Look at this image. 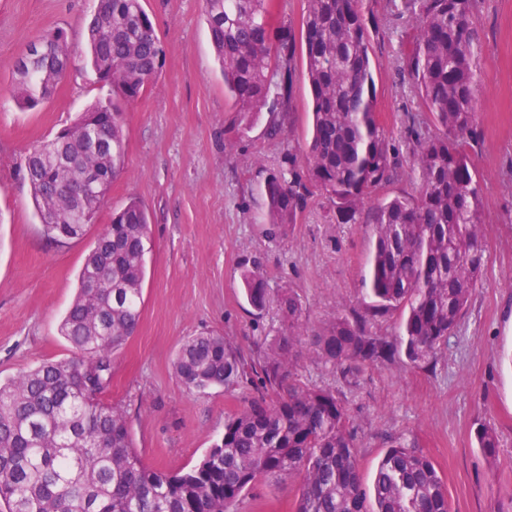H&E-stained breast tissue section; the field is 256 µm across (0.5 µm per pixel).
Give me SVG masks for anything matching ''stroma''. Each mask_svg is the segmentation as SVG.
Wrapping results in <instances>:
<instances>
[{
  "label": "stroma",
  "mask_w": 512,
  "mask_h": 512,
  "mask_svg": "<svg viewBox=\"0 0 512 512\" xmlns=\"http://www.w3.org/2000/svg\"><path fill=\"white\" fill-rule=\"evenodd\" d=\"M166 48L163 66L141 97L124 105L126 158L89 237L57 246L47 239L23 170L26 150L54 138L84 110L112 96L81 56L97 0H0V379L46 360L69 357L58 331L78 285L90 237L130 198L145 206L153 237L139 327L112 356L105 400L122 406L132 443L150 467L174 474L194 465L224 434L226 416L254 396L253 384L187 391L173 359L188 338L223 334L243 355L281 332L276 305L256 311L242 273L258 270L269 296L294 291L303 307L296 380L335 389L351 415L359 467L371 476L388 437H416L448 487L451 512H512V0H474L479 22L473 158L488 245L483 283L433 368L407 361L363 369L345 383L320 361L311 340L337 314L362 308L374 245L369 224L337 223L313 198L296 223L268 235L265 185L288 167L289 145H302L311 97L296 73L289 127L271 134L268 111L246 120L224 94L203 0H142ZM372 21L375 95L399 160L386 195L415 193L408 118L428 122L402 69L412 32L390 0H360ZM68 35L74 66L35 109L16 100L14 65L46 30ZM492 428L495 455L477 432ZM300 482L260 483L234 512H291Z\"/></svg>",
  "instance_id": "1"
}]
</instances>
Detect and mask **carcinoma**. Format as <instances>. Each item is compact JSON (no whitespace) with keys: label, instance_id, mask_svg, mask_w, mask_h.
Here are the masks:
<instances>
[{"label":"carcinoma","instance_id":"carcinoma-1","mask_svg":"<svg viewBox=\"0 0 512 512\" xmlns=\"http://www.w3.org/2000/svg\"><path fill=\"white\" fill-rule=\"evenodd\" d=\"M414 28L403 59L433 128L410 126L416 194L365 201L389 184L397 162L376 110L366 18L358 0H306L301 54L311 95V134L288 146V173L265 193L271 227L294 224L308 199L322 196L338 224L374 225L363 310L336 316L312 345L349 380L366 366L400 356L434 366L483 278L487 245L475 118L479 30L473 0H391ZM278 0H204L208 29L233 108L259 112L269 96L289 111L296 44L275 29ZM89 63L131 102L162 68L165 48L141 0H98L87 27ZM65 33L49 30L15 63L19 104L33 109L67 73ZM302 151L305 167L293 163ZM122 110L94 104L57 137L32 145L27 179L45 235L60 244L87 235L112 180L123 168ZM149 216L132 198L94 238L77 294L60 323L69 358L45 361L0 381V502L7 512H231L260 482L301 480L294 512H450L448 489L415 440L394 437L370 483L364 482L350 417L336 391L293 376L302 305L276 299L285 331L245 357L221 334L188 339L174 361L186 390L232 388L257 379V396L227 417L224 436L188 470L147 467L132 445L123 408L101 398L112 354L137 330L147 260ZM257 309L269 302L255 271L244 273ZM398 315V333L382 324ZM479 447L492 455L495 432Z\"/></svg>","mask_w":512,"mask_h":512}]
</instances>
